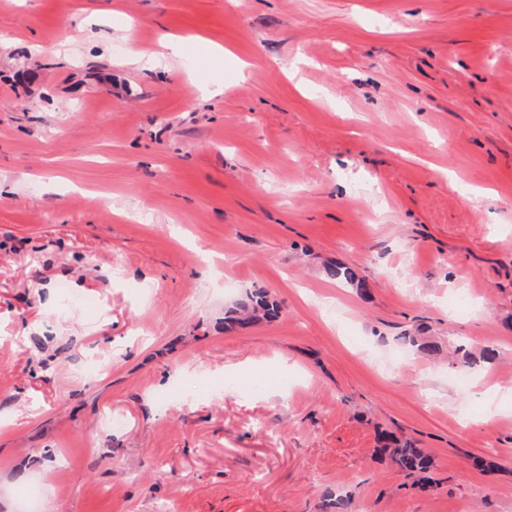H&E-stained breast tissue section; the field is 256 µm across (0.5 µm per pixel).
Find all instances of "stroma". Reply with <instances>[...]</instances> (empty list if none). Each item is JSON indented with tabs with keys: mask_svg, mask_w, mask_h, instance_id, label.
Listing matches in <instances>:
<instances>
[{
	"mask_svg": "<svg viewBox=\"0 0 512 512\" xmlns=\"http://www.w3.org/2000/svg\"><path fill=\"white\" fill-rule=\"evenodd\" d=\"M0 180V512H512V0H0ZM280 311V305L270 298L268 292L259 289L247 293L244 298L238 300L233 307L225 312L224 332L231 333L261 319L277 318ZM380 441L384 444L382 451L389 453L391 460L407 477L417 478L416 481L423 482V485L432 481L428 475L433 467L432 459L414 442L395 438L386 432L380 434Z\"/></svg>",
	"mask_w": 512,
	"mask_h": 512,
	"instance_id": "stroma-1",
	"label": "stroma"
}]
</instances>
